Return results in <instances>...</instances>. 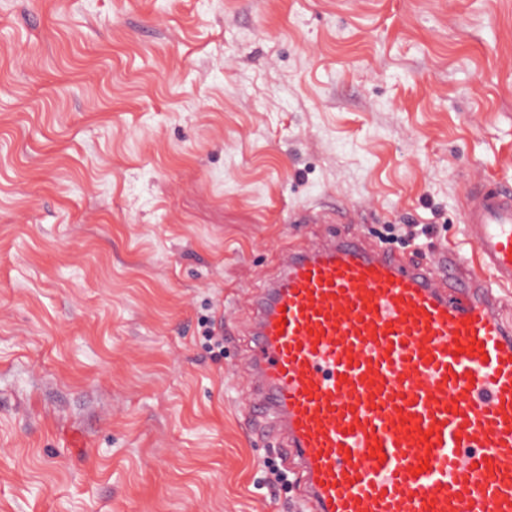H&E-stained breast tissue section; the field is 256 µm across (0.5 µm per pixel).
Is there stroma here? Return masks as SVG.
Masks as SVG:
<instances>
[{
  "instance_id": "obj_1",
  "label": "stroma",
  "mask_w": 512,
  "mask_h": 512,
  "mask_svg": "<svg viewBox=\"0 0 512 512\" xmlns=\"http://www.w3.org/2000/svg\"><path fill=\"white\" fill-rule=\"evenodd\" d=\"M473 182L512 184V0H0V512H296L252 294L409 224L480 273Z\"/></svg>"
}]
</instances>
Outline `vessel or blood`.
I'll return each instance as SVG.
<instances>
[{
	"label": "vessel or blood",
	"instance_id": "obj_1",
	"mask_svg": "<svg viewBox=\"0 0 512 512\" xmlns=\"http://www.w3.org/2000/svg\"><path fill=\"white\" fill-rule=\"evenodd\" d=\"M489 279L358 237L289 249L251 299L250 410L303 512H512V186L470 185Z\"/></svg>",
	"mask_w": 512,
	"mask_h": 512
}]
</instances>
